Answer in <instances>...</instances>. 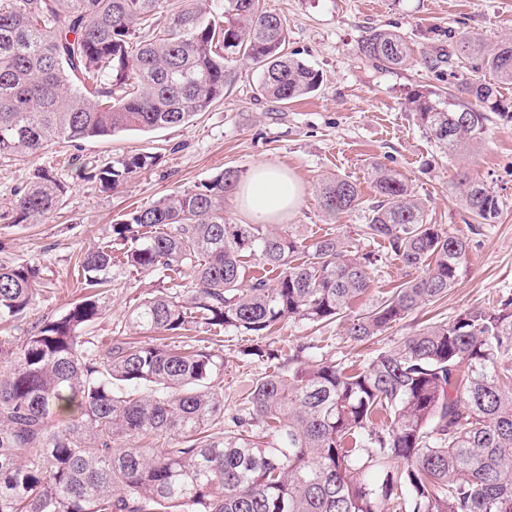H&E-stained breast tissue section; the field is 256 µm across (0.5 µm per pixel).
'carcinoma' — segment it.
I'll return each mask as SVG.
<instances>
[{"instance_id": "cac0c4a2", "label": "carcinoma", "mask_w": 512, "mask_h": 512, "mask_svg": "<svg viewBox=\"0 0 512 512\" xmlns=\"http://www.w3.org/2000/svg\"><path fill=\"white\" fill-rule=\"evenodd\" d=\"M158 0H0V158H35L53 144L184 126L224 95L230 64L260 71L257 91L286 104L316 92L321 76L288 53V23L262 0H182L168 19ZM360 55L379 69L403 65L408 46L382 27ZM430 64L472 101L439 87L407 108L442 154L512 123L497 85L512 83V39L488 47L435 30ZM154 153L80 163L75 178L110 190L159 163ZM368 177L378 200L363 232L417 275L373 308L352 313L375 260L346 239L307 243L284 224H235L224 200L241 181L226 168L109 225L79 260L85 297L25 337L0 338V512H512V297L429 323L359 368L332 360L281 362L262 339L284 320L340 321L357 342L383 335L458 281L466 239L431 223L407 180L379 161ZM480 224L501 201L459 179ZM67 185L38 168L0 201V224H41ZM330 218L362 204L340 176L319 185ZM265 275L244 282L248 259ZM188 270V282L128 308L135 331L232 329L242 350L272 362L224 422V358L206 347L151 337L87 335L99 297L123 270ZM35 263L0 266V323L25 317Z\"/></svg>"}]
</instances>
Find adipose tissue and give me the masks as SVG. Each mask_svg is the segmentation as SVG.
<instances>
[{
	"label": "adipose tissue",
	"instance_id": "obj_1",
	"mask_svg": "<svg viewBox=\"0 0 512 512\" xmlns=\"http://www.w3.org/2000/svg\"><path fill=\"white\" fill-rule=\"evenodd\" d=\"M302 202L299 182L270 163L255 165L237 186L233 203L255 224L279 223Z\"/></svg>",
	"mask_w": 512,
	"mask_h": 512
}]
</instances>
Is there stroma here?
Here are the masks:
<instances>
[{
	"label": "stroma",
	"mask_w": 512,
	"mask_h": 512,
	"mask_svg": "<svg viewBox=\"0 0 512 512\" xmlns=\"http://www.w3.org/2000/svg\"><path fill=\"white\" fill-rule=\"evenodd\" d=\"M264 5L286 18L289 52L321 73L315 95L285 105L259 98L258 71L244 60L236 64L223 97L187 125L77 144L62 141L32 160L0 159V199L23 187L37 167L51 170L67 185L66 195L43 223L0 227V264L34 262L43 278L27 317L0 326V336L27 335L38 319L57 318L80 301L75 264L115 219L228 167L248 176L260 162L280 166L302 186L300 207L285 219L294 232L309 240L342 235L355 250L376 257L373 282L354 312L378 304L407 275L382 241L362 231L364 208L375 200L369 163L379 161L402 174L427 203L431 222L469 243L465 270L447 296L412 311L384 335L359 343L338 322L287 320L267 338L282 355L310 345L317 357L359 364L396 347L424 324L452 319L471 306L492 308L512 297V124H494L484 140L443 158L407 110L415 90L438 82L425 64L434 29L470 32L497 45L512 36V0H264ZM375 26L395 31L407 42L405 64L382 70L361 58L358 44ZM145 152L160 154L159 165L114 190L72 177V164ZM462 173L499 195L502 210L495 223L472 220L453 188ZM335 175L357 182L363 206L332 219L322 212L315 187ZM161 285L155 274L126 271L114 277L92 335L104 342L127 332L128 307ZM205 344L224 358V408L233 411L267 366L244 356L247 340L234 331Z\"/></svg>",
	"instance_id": "35a3bbf8"
}]
</instances>
